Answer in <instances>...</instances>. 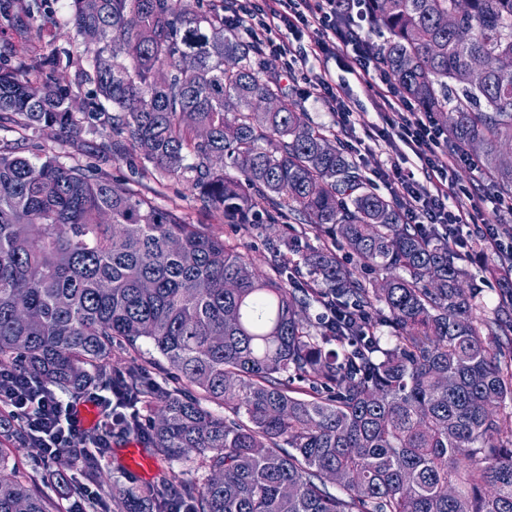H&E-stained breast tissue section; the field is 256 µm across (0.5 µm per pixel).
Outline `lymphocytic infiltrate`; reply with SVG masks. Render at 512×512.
Instances as JSON below:
<instances>
[{
	"label": "lymphocytic infiltrate",
	"instance_id": "1",
	"mask_svg": "<svg viewBox=\"0 0 512 512\" xmlns=\"http://www.w3.org/2000/svg\"><path fill=\"white\" fill-rule=\"evenodd\" d=\"M356 2L224 0V26L245 34L259 53L285 58V73L290 77L295 76L297 64L338 50L345 52L349 74L378 97L379 107L385 112L387 128L381 132V139L393 149L405 145L415 157V170L403 169L394 161L376 172L405 199L408 222L444 225L449 241L456 247L468 250L476 244L502 253L512 262V250L502 251L499 233L490 225L474 227L469 236L462 234L470 212L449 176L452 165L462 156L448 150V138L432 114L419 111L391 82L370 43L361 35L362 21L342 9L343 4ZM311 23L321 26L322 40L310 47L294 44L293 38L301 27ZM443 152L448 155L444 163L439 160ZM76 400L51 389L37 390L19 370L0 366V407L7 413L9 423L20 424L28 432L44 460H52L65 451L91 456L99 448L98 429L82 423Z\"/></svg>",
	"mask_w": 512,
	"mask_h": 512
}]
</instances>
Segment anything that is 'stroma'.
<instances>
[{
  "mask_svg": "<svg viewBox=\"0 0 512 512\" xmlns=\"http://www.w3.org/2000/svg\"><path fill=\"white\" fill-rule=\"evenodd\" d=\"M47 5L53 15L60 17L61 22L49 28L45 36L31 34L27 42L28 50L42 53L52 44L67 48L80 47L81 36L74 24L65 21L69 13V0H47ZM346 65L345 55L340 52L325 66L319 61H311L307 78L282 79L281 84L297 111L305 113L314 125L333 128L336 116L331 104L322 98L318 91L312 89L310 79L327 69L337 82L350 81L351 76ZM353 94L355 106L351 118L352 133L347 147L349 154L357 158L363 172L368 173L377 164L387 161L389 150L387 147L375 145L371 138L372 132L383 124L372 93L357 88ZM453 179L459 189L469 192L475 202L481 203L479 223L496 225L503 241L512 240V211L494 210L485 203L486 198L495 197L496 192L483 174L479 158L471 154L464 161L458 162L453 169ZM152 200L161 207H178L187 221L234 245L259 274L269 273L272 256L286 254L287 243L294 241L303 248H320L330 243L329 238L316 234L303 214L287 208L271 216L260 214L257 225L250 227L225 223L200 203L195 191L175 177L165 179L159 194L153 195ZM466 265L481 290L482 301L487 311H494L500 293V284L493 274L494 268L498 265L497 255L477 250L468 256ZM127 442V437H113L112 450L104 461L105 473L96 482L95 492L98 496H107L112 490L113 480L116 479L127 484L141 485L148 480L156 481L163 474L197 482L203 481L206 477L205 470L199 468L198 464L165 460L156 456L154 448L151 447L147 448L146 453L154 458L153 469L145 478L134 475L123 468Z\"/></svg>",
  "mask_w": 512,
  "mask_h": 512,
  "instance_id": "stroma-1",
  "label": "stroma"
}]
</instances>
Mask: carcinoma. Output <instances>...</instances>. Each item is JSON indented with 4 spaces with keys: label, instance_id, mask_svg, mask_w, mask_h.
I'll return each mask as SVG.
<instances>
[{
    "label": "carcinoma",
    "instance_id": "carcinoma-1",
    "mask_svg": "<svg viewBox=\"0 0 512 512\" xmlns=\"http://www.w3.org/2000/svg\"><path fill=\"white\" fill-rule=\"evenodd\" d=\"M387 33L385 68L422 109L441 114L454 147L481 153L512 197V0H363ZM40 0H0V26L20 35ZM83 40L73 66L55 49L34 69L75 67L92 86L84 112L67 86L51 94L0 64V130L92 134V154L136 153L157 182L188 183L233 224L296 208L356 265L331 251L260 277L218 236L113 182L86 162L35 159L0 144V366L59 391L109 381L119 343L152 342L181 384L131 363L128 402L149 408L144 438L173 461H199L203 482L165 476L112 484L89 512H512V435L497 409L512 402V288L507 315L483 313L480 292L433 225L405 224L394 197L372 191L330 132L295 110L250 46L224 31L211 0H73ZM186 57L195 67L182 68ZM484 79L466 77L471 60ZM272 97L276 112L254 102ZM227 158L242 178L224 177ZM307 267L316 287L290 288ZM313 303L321 322L303 316ZM336 342L338 350L327 348ZM221 406L223 417L202 406ZM129 416L106 428L131 434ZM0 447V512H62Z\"/></svg>",
    "mask_w": 512,
    "mask_h": 512
}]
</instances>
